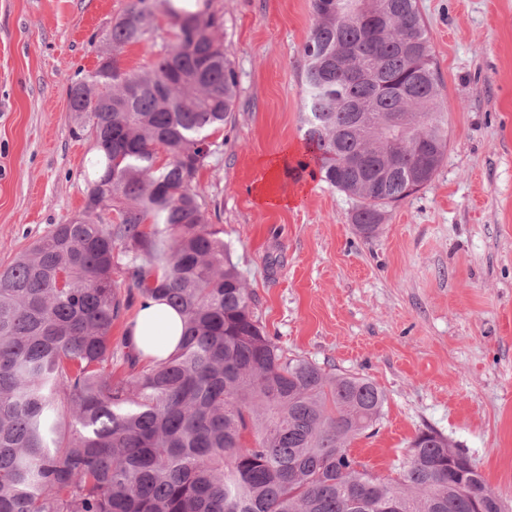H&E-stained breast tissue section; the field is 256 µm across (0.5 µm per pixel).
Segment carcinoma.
<instances>
[{
	"label": "carcinoma",
	"instance_id": "1",
	"mask_svg": "<svg viewBox=\"0 0 512 512\" xmlns=\"http://www.w3.org/2000/svg\"><path fill=\"white\" fill-rule=\"evenodd\" d=\"M311 2L303 141L323 180L361 200L352 221L369 239L448 150L426 22L419 0ZM158 11L175 41L146 70H123L118 53L152 35ZM218 28L206 9L132 0L104 37L111 57L68 89L75 133L96 151L83 210L0 270V512H476L464 480L484 512H502L433 431L398 478L371 473L347 447L383 418L382 390L288 355L256 320L193 188L237 97ZM405 103L407 122L390 127ZM136 294L182 316L159 363L127 336L112 345Z\"/></svg>",
	"mask_w": 512,
	"mask_h": 512
}]
</instances>
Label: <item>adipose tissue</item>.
<instances>
[{
	"mask_svg": "<svg viewBox=\"0 0 512 512\" xmlns=\"http://www.w3.org/2000/svg\"><path fill=\"white\" fill-rule=\"evenodd\" d=\"M182 319L164 301L144 299L127 334L134 352L145 361L158 360L173 353L180 340Z\"/></svg>",
	"mask_w": 512,
	"mask_h": 512,
	"instance_id": "adipose-tissue-1",
	"label": "adipose tissue"
}]
</instances>
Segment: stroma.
<instances>
[{
    "label": "stroma",
    "instance_id": "stroma-1",
    "mask_svg": "<svg viewBox=\"0 0 512 512\" xmlns=\"http://www.w3.org/2000/svg\"><path fill=\"white\" fill-rule=\"evenodd\" d=\"M130 0H0V269L84 207L94 154L69 85L93 71ZM439 74L448 151L432 180L385 209L376 237L357 199L321 178H267L303 146L302 47L310 0H210L238 77L232 118L195 190L243 273L265 332L288 354L376 383L385 413L349 452L396 473L431 429L470 456L512 512V0H420ZM126 46L147 66L165 15ZM297 195L264 207L255 190Z\"/></svg>",
    "mask_w": 512,
    "mask_h": 512
}]
</instances>
